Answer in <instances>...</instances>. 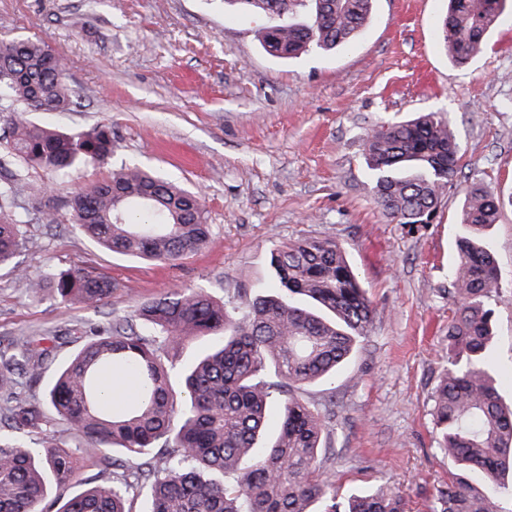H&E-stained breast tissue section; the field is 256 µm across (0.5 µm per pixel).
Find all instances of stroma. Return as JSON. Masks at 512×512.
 <instances>
[{
	"instance_id": "1",
	"label": "stroma",
	"mask_w": 512,
	"mask_h": 512,
	"mask_svg": "<svg viewBox=\"0 0 512 512\" xmlns=\"http://www.w3.org/2000/svg\"><path fill=\"white\" fill-rule=\"evenodd\" d=\"M446 0H374L349 48L293 60L265 53L257 19L222 0H0V38H43L65 58L78 102L71 112L31 113L65 130L107 124L114 154L56 179L27 171L28 188L60 185L51 219L35 215L18 253L38 274L84 268L115 288L96 309L31 299L0 269V336H69L130 314L135 300L173 288L216 298L269 280L267 258L296 238L343 245L375 310L371 327L334 382L304 398L336 413L321 470L340 496L399 490L408 512H430L438 489L464 470L439 447L433 395L448 359L456 214L472 184L512 194V14L484 51L449 63L437 40ZM434 112L461 147L456 187L433 223L391 222L366 185L362 140L377 123ZM140 164L199 190L212 226L207 245L172 263L97 246L71 222L73 192ZM488 234L500 288L492 351L512 369V207Z\"/></svg>"
}]
</instances>
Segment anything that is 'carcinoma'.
Instances as JSON below:
<instances>
[{
  "label": "carcinoma",
  "instance_id": "carcinoma-1",
  "mask_svg": "<svg viewBox=\"0 0 512 512\" xmlns=\"http://www.w3.org/2000/svg\"><path fill=\"white\" fill-rule=\"evenodd\" d=\"M264 22L255 30L270 55L289 59L341 50L362 34L373 0H224ZM512 0H448L437 36L448 59L479 55ZM76 104L66 64L42 39H0V112L10 114L0 138V267H10L34 300L100 307L108 277L84 269L29 274L16 263L29 208L18 203L28 168L64 174L112 158V128L68 132L34 122L31 112H68ZM368 186L383 214L398 224H428L457 177L460 146L448 121L433 112L384 121L362 141ZM506 199L482 184L464 197L453 269L457 302L448 323V365L434 392L442 450L472 475L437 491L433 512H500L512 496V408L499 396L490 360L486 299L499 289L487 230ZM73 223L98 245L130 258L170 263L210 237L201 195L137 164L71 196ZM270 285L241 288L219 301L204 288H175L133 305L108 327L69 337L78 344L40 400L21 392L20 376H36L57 345L25 336L0 351V416L12 431L45 436L41 447L0 433V512H132L128 496L147 491L149 512H406L389 490L338 496L320 471L329 415L301 390L336 377L364 338L372 301L345 248L329 237H302L270 252ZM216 344L183 374L174 398L162 356L199 338ZM134 375L129 405H109L105 371ZM273 374L276 381L266 379ZM74 431L61 446L52 433ZM83 448L101 452L112 476L82 477Z\"/></svg>",
  "mask_w": 512,
  "mask_h": 512
}]
</instances>
